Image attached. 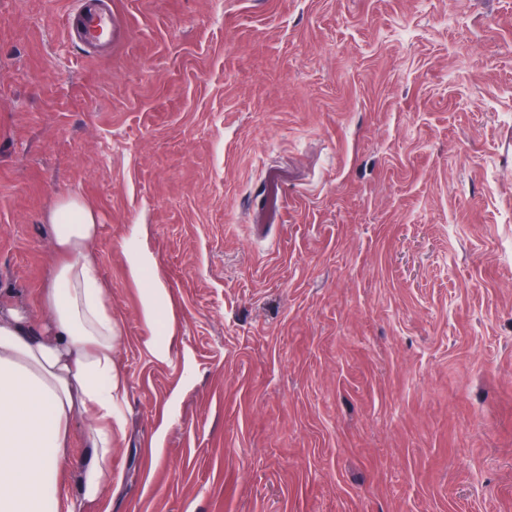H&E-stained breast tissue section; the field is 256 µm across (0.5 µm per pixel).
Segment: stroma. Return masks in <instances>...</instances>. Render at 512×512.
Returning <instances> with one entry per match:
<instances>
[{"label":"stroma","mask_w":512,"mask_h":512,"mask_svg":"<svg viewBox=\"0 0 512 512\" xmlns=\"http://www.w3.org/2000/svg\"><path fill=\"white\" fill-rule=\"evenodd\" d=\"M71 7L0 0V290L41 317L44 216L96 209L128 411L84 512H512V0H112L106 56ZM152 285L141 288V308L144 322L149 330L144 340V349L156 358L167 356L176 333V323L173 317L167 316L165 310L170 304L169 289L160 277L148 281ZM164 321V336H160L158 326Z\"/></svg>","instance_id":"obj_1"}]
</instances>
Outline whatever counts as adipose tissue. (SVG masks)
I'll return each mask as SVG.
<instances>
[{
    "label": "adipose tissue",
    "mask_w": 512,
    "mask_h": 512,
    "mask_svg": "<svg viewBox=\"0 0 512 512\" xmlns=\"http://www.w3.org/2000/svg\"><path fill=\"white\" fill-rule=\"evenodd\" d=\"M54 263L39 300L46 322L17 305H0V512H58L76 433L85 455L79 502L97 500L125 435L128 382L115 358L121 327L109 288L89 252L99 232L92 206L62 199L47 215ZM149 330L144 348L166 357L176 333L162 279L141 291Z\"/></svg>",
    "instance_id": "obj_1"
}]
</instances>
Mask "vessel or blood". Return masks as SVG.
I'll list each match as a JSON object with an SVG mask.
<instances>
[{
    "instance_id": "b4317fda",
    "label": "vessel or blood",
    "mask_w": 512,
    "mask_h": 512,
    "mask_svg": "<svg viewBox=\"0 0 512 512\" xmlns=\"http://www.w3.org/2000/svg\"><path fill=\"white\" fill-rule=\"evenodd\" d=\"M117 31L112 0H74L66 19V34L70 41L90 53L106 55L112 50Z\"/></svg>"
}]
</instances>
